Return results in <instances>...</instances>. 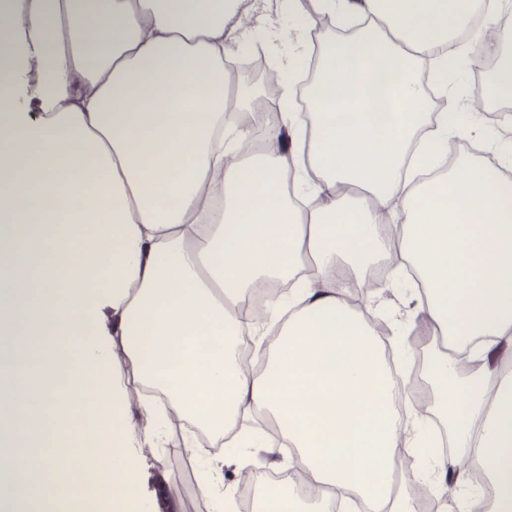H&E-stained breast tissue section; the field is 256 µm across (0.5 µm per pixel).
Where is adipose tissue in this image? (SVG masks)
Segmentation results:
<instances>
[{
  "label": "adipose tissue",
  "instance_id": "obj_1",
  "mask_svg": "<svg viewBox=\"0 0 512 512\" xmlns=\"http://www.w3.org/2000/svg\"><path fill=\"white\" fill-rule=\"evenodd\" d=\"M264 2L0 0V490L26 512H139L128 450L160 447L174 413L221 448L273 420L244 466L272 470L282 445L333 492L285 490L287 512H418L391 478L403 451L453 512H512V151L448 160L479 121L448 60L490 54L511 100L512 27L490 39L470 17L512 0H287L288 31ZM326 16L364 24L321 41L307 114L280 112L253 148L227 28L288 41L287 98ZM379 256L413 269L443 342L424 411L449 455L396 407L414 393L369 320L388 283L347 300ZM273 281L290 288L267 333L242 305ZM246 336L265 349L253 373Z\"/></svg>",
  "mask_w": 512,
  "mask_h": 512
}]
</instances>
